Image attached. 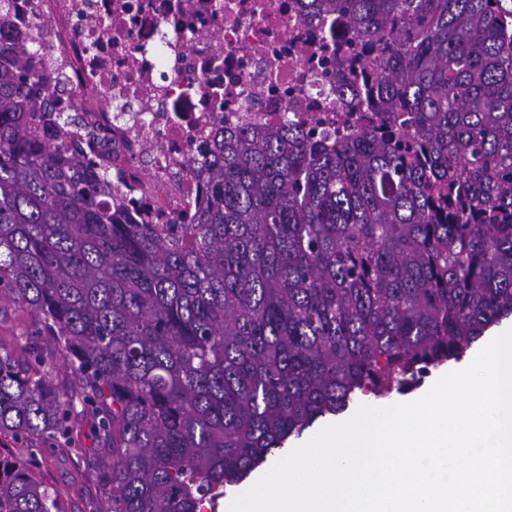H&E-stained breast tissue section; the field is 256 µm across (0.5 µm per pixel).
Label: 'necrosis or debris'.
I'll return each instance as SVG.
<instances>
[{
  "mask_svg": "<svg viewBox=\"0 0 512 512\" xmlns=\"http://www.w3.org/2000/svg\"><path fill=\"white\" fill-rule=\"evenodd\" d=\"M13 23L37 43V81L66 84L57 109L83 125L79 140L134 200V219L184 224L204 177L189 161L218 122L274 123L292 105L331 121L342 106L312 56L321 22L299 20L301 0H12Z\"/></svg>",
  "mask_w": 512,
  "mask_h": 512,
  "instance_id": "necrosis-or-debris-1",
  "label": "necrosis or debris"
}]
</instances>
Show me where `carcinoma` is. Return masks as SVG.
Here are the masks:
<instances>
[{
    "label": "carcinoma",
    "instance_id": "1",
    "mask_svg": "<svg viewBox=\"0 0 512 512\" xmlns=\"http://www.w3.org/2000/svg\"><path fill=\"white\" fill-rule=\"evenodd\" d=\"M0 0V512H68L36 446L88 461L86 512H201L351 395L403 393L512 317V10L305 0L344 34L331 95L376 122L219 124L190 224H137L41 119ZM93 438V447L83 444ZM3 305L7 308V313L4 319L0 314V339L8 344L14 336H22L23 332L35 333V318L32 313L9 302H2L1 306Z\"/></svg>",
    "mask_w": 512,
    "mask_h": 512
}]
</instances>
